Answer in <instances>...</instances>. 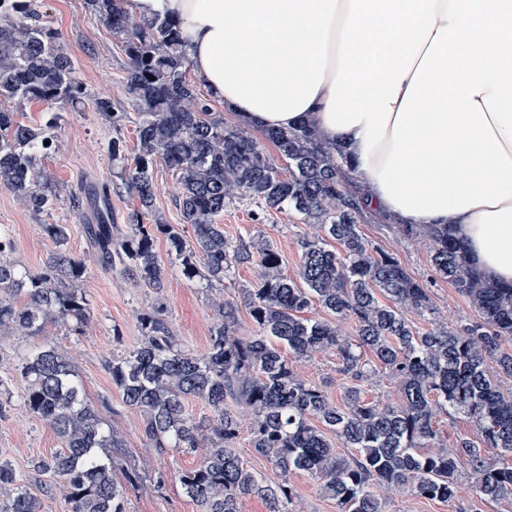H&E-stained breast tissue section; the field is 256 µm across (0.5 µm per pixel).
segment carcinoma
<instances>
[{"label": "carcinoma", "instance_id": "obj_1", "mask_svg": "<svg viewBox=\"0 0 512 512\" xmlns=\"http://www.w3.org/2000/svg\"><path fill=\"white\" fill-rule=\"evenodd\" d=\"M87 4L128 59L125 91L138 116L134 149L119 138L111 145L112 166L136 201L128 224L112 223L109 185L85 191L96 207V222L85 225L94 261L157 293L167 277L156 252L161 236L191 282L222 285L236 265L259 268L244 292L250 335H239L238 306L221 301L207 356L197 359L160 312H145L140 343L106 361L121 407L141 417L146 446L164 453L207 442L199 466L179 475L186 496L201 512H241L248 497L264 499L268 512H296L288 476L303 473L336 501L338 512H383V489L452 501L464 460L475 493L470 512L483 503L512 500V390L500 383L512 377V285L482 275L450 229L421 234L405 225L407 236L432 242L435 275L467 298L479 317L456 326L433 321L426 329L415 327L408 314H435L429 290L397 257L364 237L365 213L386 222L391 217L370 207L366 189L343 171L348 161L341 147L330 146L311 122L267 129L264 139L288 163V172L281 171L248 125L224 122L197 93L187 78L178 20L134 16L124 0ZM42 8L40 0H0V185L34 213L52 209L60 193L44 174L43 160L55 150L62 113L33 119L21 108L72 103L84 95L75 63ZM94 107L116 130L127 119L109 99H97ZM159 160L178 177L190 241L172 224L141 223L155 211ZM239 199L264 213H293L321 229L299 241L296 277L284 273L275 249L252 251L224 235L219 218ZM41 228L55 250L36 272L12 260L14 241L0 232L1 336H39L58 322L79 336L90 320V305L77 287L85 261L65 249L68 225ZM314 306L328 318L307 317ZM339 321L351 323L352 335L338 328ZM322 353L335 354L339 373L349 378L336 401L293 366ZM377 365L398 383L396 406L363 397L360 383ZM17 373L24 382L21 403L61 442V449L31 461L30 468L61 480L71 512H126V490L137 476L126 471L118 477L105 462L107 449L125 447L102 416L115 412L112 399L89 401L54 346L25 357ZM189 398L203 401L209 415H190ZM243 409L252 415L251 448L279 471L278 483H267L245 466L234 448ZM441 414L470 419L477 435L441 445L435 428ZM338 442L356 454L343 456ZM487 448L499 450L498 459L488 458ZM0 489V512H43L41 499L1 456Z\"/></svg>", "mask_w": 512, "mask_h": 512}]
</instances>
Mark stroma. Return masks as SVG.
Listing matches in <instances>:
<instances>
[{
  "label": "stroma",
  "mask_w": 512,
  "mask_h": 512,
  "mask_svg": "<svg viewBox=\"0 0 512 512\" xmlns=\"http://www.w3.org/2000/svg\"><path fill=\"white\" fill-rule=\"evenodd\" d=\"M43 10L57 29L65 49L76 65L75 76L83 84L87 96L74 104H54V111L63 115L57 130V149L43 162L48 176L58 183L61 193L52 210L36 214L27 210L6 188L0 187V228L15 243L14 260L28 270H40L54 243L41 231L45 224L69 227L67 248L75 257L85 260L86 269L78 287L91 307V320L84 335H72L67 326L49 327L45 336L10 338L0 341V376L10 381L11 403L0 414V455L10 458L25 478L31 493L41 498L46 512H69L58 481L49 474L30 470L31 460L50 456L60 443L41 420L27 412L18 396L23 387L16 376L20 360L48 341L54 343L71 361L74 372L90 401L112 394V381L104 363L112 354L131 348L139 339L137 323L141 314L162 310L176 336L196 357L207 351L208 332L217 320L213 303L224 299L239 304L241 333H248L252 323L244 309V290L254 283L256 267H233L223 285L202 288L186 281L177 267L169 262L165 239H158L156 250L167 270V286L162 293L133 281L111 276L89 261L90 243L84 233V217L72 208L73 197L82 195L84 187L94 183L111 186L112 219L126 223L131 203L112 167L110 144L121 138L127 147L136 144V123L128 121L121 130H114L109 121L93 107L97 98L111 99L115 110L129 112L133 104L125 92L127 58L111 32L90 12L87 0H44ZM157 187L155 221L183 225L184 218L177 204L178 180L164 163H157L154 172ZM256 204L241 201L225 208L220 219L224 234L230 241L262 248H276L284 257L283 269L295 275L299 266L298 242L317 235L312 224L285 214H273L255 220ZM366 238L375 246L393 253L407 272L430 290L435 308L434 317L446 324L476 319L477 314L465 298L447 283L436 280L430 265V243L422 236H405L400 225L365 219L361 226ZM298 373L320 385L332 397H340L345 379L340 375L337 359L332 354H318L297 363ZM108 424L116 426L125 439L121 454L112 458V469L121 472L134 465L141 482L128 489L126 512H200L199 506L183 492L178 475L195 468L205 450L182 451L176 448L158 453L146 447L140 436L139 414L119 410L108 415ZM474 496L464 492L449 503L428 501L408 491H393L383 497L385 512H467Z\"/></svg>",
  "instance_id": "35a3bbf8"
}]
</instances>
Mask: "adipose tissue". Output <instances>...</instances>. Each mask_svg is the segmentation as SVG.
I'll use <instances>...</instances> for the list:
<instances>
[{"label": "adipose tissue", "instance_id": "1", "mask_svg": "<svg viewBox=\"0 0 512 512\" xmlns=\"http://www.w3.org/2000/svg\"><path fill=\"white\" fill-rule=\"evenodd\" d=\"M251 127L313 121L372 207L512 285V0H127Z\"/></svg>", "mask_w": 512, "mask_h": 512}]
</instances>
